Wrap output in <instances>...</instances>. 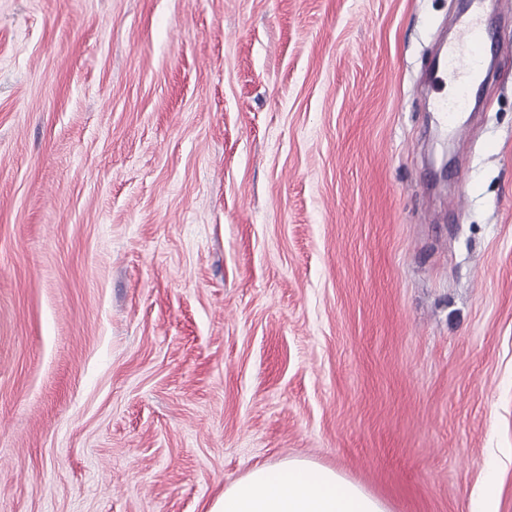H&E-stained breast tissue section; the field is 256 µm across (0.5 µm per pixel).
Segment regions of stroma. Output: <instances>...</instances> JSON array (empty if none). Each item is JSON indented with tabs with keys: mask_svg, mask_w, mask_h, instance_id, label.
<instances>
[{
	"mask_svg": "<svg viewBox=\"0 0 512 512\" xmlns=\"http://www.w3.org/2000/svg\"><path fill=\"white\" fill-rule=\"evenodd\" d=\"M0 0V512H208L303 457L468 512L512 453V0ZM481 8L470 17L459 21V36L456 42L449 44L444 54L442 66L437 68L433 82L435 87L448 84L454 93L438 92L435 112L440 121L451 131L457 129V116L468 104L471 90L476 85V77L481 72V58L484 54L487 29L484 13L495 11L498 0H483Z\"/></svg>",
	"mask_w": 512,
	"mask_h": 512,
	"instance_id": "obj_1",
	"label": "stroma"
}]
</instances>
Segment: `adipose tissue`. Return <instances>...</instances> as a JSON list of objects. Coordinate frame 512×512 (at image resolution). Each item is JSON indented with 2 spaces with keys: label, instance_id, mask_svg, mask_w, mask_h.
<instances>
[{
  "label": "adipose tissue",
  "instance_id": "ef3b65f1",
  "mask_svg": "<svg viewBox=\"0 0 512 512\" xmlns=\"http://www.w3.org/2000/svg\"><path fill=\"white\" fill-rule=\"evenodd\" d=\"M208 512H390L336 469L292 458L261 466L224 488Z\"/></svg>",
  "mask_w": 512,
  "mask_h": 512
}]
</instances>
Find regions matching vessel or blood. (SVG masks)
<instances>
[{
  "label": "vessel or blood",
  "mask_w": 512,
  "mask_h": 512,
  "mask_svg": "<svg viewBox=\"0 0 512 512\" xmlns=\"http://www.w3.org/2000/svg\"><path fill=\"white\" fill-rule=\"evenodd\" d=\"M497 4L498 0H482L479 12L460 20L458 39L448 45L443 63L434 74V84H447L454 89L453 94H440L435 101L440 121L449 129H456L457 116L465 109L481 71L487 39L484 14L495 10Z\"/></svg>",
  "instance_id": "vessel-or-blood-1"
}]
</instances>
